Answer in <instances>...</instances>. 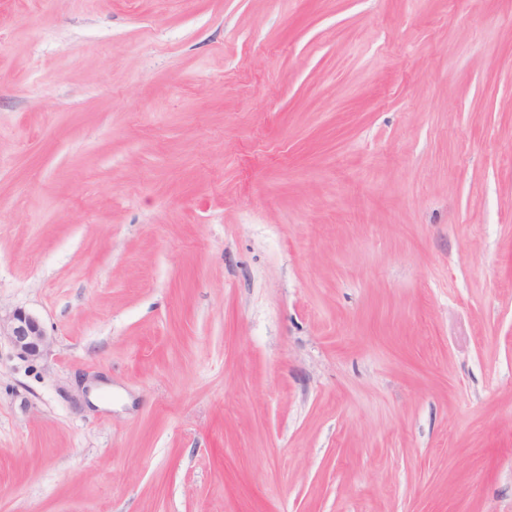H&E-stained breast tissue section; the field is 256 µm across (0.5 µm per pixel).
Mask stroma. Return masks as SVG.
Instances as JSON below:
<instances>
[{"label":"stroma","mask_w":512,"mask_h":512,"mask_svg":"<svg viewBox=\"0 0 512 512\" xmlns=\"http://www.w3.org/2000/svg\"><path fill=\"white\" fill-rule=\"evenodd\" d=\"M0 512H512V0H0ZM7 337L20 354L39 357L48 346V335L40 321L32 314L22 309L1 315L0 338Z\"/></svg>","instance_id":"obj_1"}]
</instances>
